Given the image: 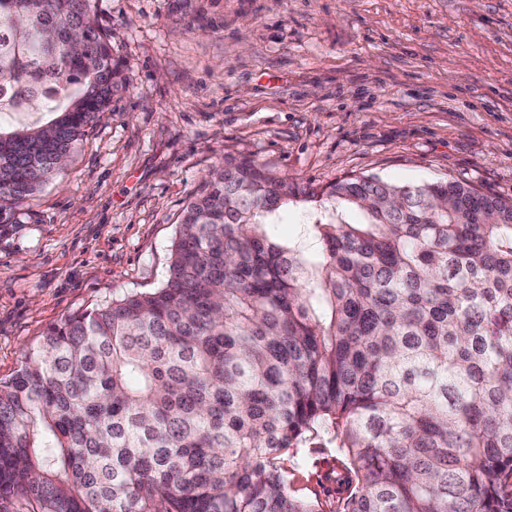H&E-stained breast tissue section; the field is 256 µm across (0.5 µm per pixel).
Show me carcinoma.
<instances>
[{
    "label": "carcinoma",
    "mask_w": 512,
    "mask_h": 512,
    "mask_svg": "<svg viewBox=\"0 0 512 512\" xmlns=\"http://www.w3.org/2000/svg\"><path fill=\"white\" fill-rule=\"evenodd\" d=\"M119 86L91 0H0V116H23L0 122V224L34 221ZM298 206L318 219L274 239ZM322 432L338 512H512V198L224 160L161 287L48 325L0 382V499L323 512L278 464Z\"/></svg>",
    "instance_id": "cac0c4a2"
}]
</instances>
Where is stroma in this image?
I'll list each match as a JSON object with an SVG mask.
<instances>
[{
    "mask_svg": "<svg viewBox=\"0 0 512 512\" xmlns=\"http://www.w3.org/2000/svg\"><path fill=\"white\" fill-rule=\"evenodd\" d=\"M126 90L0 226V380L47 325L160 287L179 215L229 156L323 186L452 180L512 198V0H92ZM336 512L329 436L289 449Z\"/></svg>",
    "mask_w": 512,
    "mask_h": 512,
    "instance_id": "stroma-1",
    "label": "stroma"
}]
</instances>
